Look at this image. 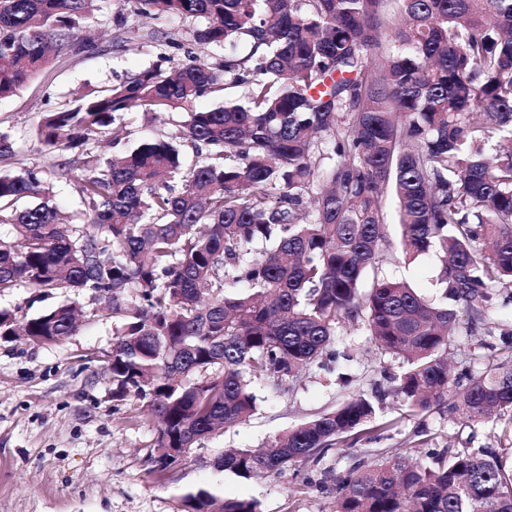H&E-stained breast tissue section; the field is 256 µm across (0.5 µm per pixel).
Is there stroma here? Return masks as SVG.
<instances>
[{"label": "stroma", "instance_id": "35a3bbf8", "mask_svg": "<svg viewBox=\"0 0 512 512\" xmlns=\"http://www.w3.org/2000/svg\"><path fill=\"white\" fill-rule=\"evenodd\" d=\"M121 8L122 0H94L79 21L78 35L93 40L95 53L53 61L17 95L0 100V131L15 140L25 164L47 168L60 160V152L39 141L37 123L40 113L69 106L72 87L106 88L157 62L158 49L143 39L148 30L161 28L178 41L169 51L177 60L187 47L207 59L224 53L194 43L197 22L177 17H132L123 32H116L113 19ZM185 119V112L173 111L163 122H139L116 137L92 136L88 147L105 158L123 154L141 139L176 130ZM388 272L410 280L427 297L443 296L433 256ZM69 299L84 318L65 341L36 346L0 337V512H183V495L200 487L222 498L256 499L260 512H335L333 478L358 461L395 452L418 461L432 449L497 448L506 441L495 420L466 424L437 412H415L390 397L370 438L338 443L318 462L251 480L216 470L212 461L225 447H261L353 392L386 385L388 376L399 372L400 360L376 353L364 337L345 331L336 341L340 357L334 373L306 372L286 395L258 385L257 410L249 421L201 440L162 477L152 469L155 426L142 401L113 400L103 374L112 351L111 322L101 318L88 295L73 293ZM491 320L492 331L480 328L469 335L460 329L451 338L448 357L460 384L468 382L464 370L473 354L492 360L512 352L502 337L512 330V305Z\"/></svg>", "mask_w": 512, "mask_h": 512}]
</instances>
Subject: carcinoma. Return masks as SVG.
Returning a JSON list of instances; mask_svg holds the SVG:
<instances>
[{"instance_id": "1", "label": "carcinoma", "mask_w": 512, "mask_h": 512, "mask_svg": "<svg viewBox=\"0 0 512 512\" xmlns=\"http://www.w3.org/2000/svg\"><path fill=\"white\" fill-rule=\"evenodd\" d=\"M130 16L203 19L191 50L108 89L82 84L74 107L41 114L37 136L67 158L24 163L0 132V294L21 283L103 303L112 321V399L144 402L166 448L247 421L254 386L287 393L330 369L343 328L403 360L388 393L418 412L512 430V355L469 374L448 364L457 314L385 272L435 253L440 283L470 318L490 289L512 287V0H122ZM88 0H0V99L58 57L92 49L76 34ZM239 97L199 109L204 96ZM188 114L171 137L145 139L105 163L93 134L143 114ZM508 130L493 154L485 145ZM196 157L182 171L180 147ZM74 185L78 223L52 205ZM395 204L401 251L383 201ZM0 309V336L56 344L77 309L23 320ZM382 395L353 394L266 448H226L214 468L250 480L318 462L377 419ZM187 512H258L248 498L199 487ZM336 512H512V447L463 448L432 461L393 456L336 475Z\"/></svg>"}]
</instances>
